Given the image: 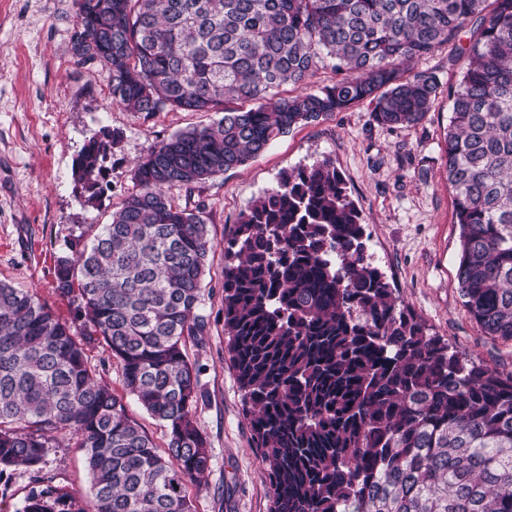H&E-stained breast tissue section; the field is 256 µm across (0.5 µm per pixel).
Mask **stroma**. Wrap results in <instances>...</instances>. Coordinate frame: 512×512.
Returning a JSON list of instances; mask_svg holds the SVG:
<instances>
[{"label":"stroma","instance_id":"1","mask_svg":"<svg viewBox=\"0 0 512 512\" xmlns=\"http://www.w3.org/2000/svg\"><path fill=\"white\" fill-rule=\"evenodd\" d=\"M75 22L74 0H0V281L31 290L70 325L77 298L57 291L56 266L73 226L106 223L133 187L134 163L151 145L215 118L183 111L147 117L113 104L106 72L77 63L71 52ZM449 112L443 95L421 125L389 130L372 122L368 106L357 105L295 128L247 165L195 190L207 206L213 245L202 305L207 333L186 345L201 369L202 397L193 413L211 455L204 480L189 488L196 512H269L270 486L224 335V243L241 213L276 186L283 171L330 159L360 213L367 255L403 305L463 356L512 371V344L485 335L459 292V227L442 160ZM103 128L117 142L104 163L100 199L87 207L75 163ZM86 354L94 375L165 447L157 422L127 395L119 362L97 343ZM85 457V449L63 436L38 473L0 474L8 488L0 512H22L30 493L46 485L91 500Z\"/></svg>","mask_w":512,"mask_h":512}]
</instances>
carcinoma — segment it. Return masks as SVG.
Wrapping results in <instances>:
<instances>
[{"label": "carcinoma", "instance_id": "carcinoma-1", "mask_svg": "<svg viewBox=\"0 0 512 512\" xmlns=\"http://www.w3.org/2000/svg\"><path fill=\"white\" fill-rule=\"evenodd\" d=\"M73 54L106 70L112 103L150 116L215 112L152 146L107 224H77L57 291L83 340L122 368L159 422L161 452L96 379L72 327L0 283V474L35 471L59 436L87 449L93 497L46 486L23 512H196L211 456L186 339L200 336L202 203L169 195L245 165L300 124L367 103L390 130L421 124L461 66L444 137L463 305L512 342V0H75ZM469 32V44H459ZM331 60L341 78L308 89ZM291 85L296 94H285ZM114 139L75 176L98 201ZM360 214L325 158L280 175L224 243V334L271 489L270 512H512V371L477 364L402 307L365 255Z\"/></svg>", "mask_w": 512, "mask_h": 512}]
</instances>
